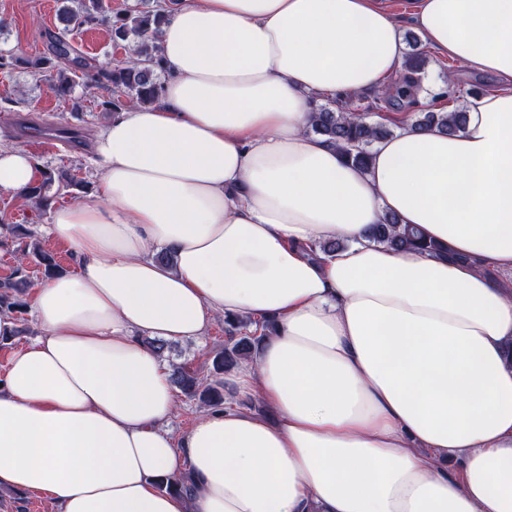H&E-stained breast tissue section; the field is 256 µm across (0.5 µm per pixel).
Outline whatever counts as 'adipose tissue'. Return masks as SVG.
Returning <instances> with one entry per match:
<instances>
[{
	"label": "adipose tissue",
	"instance_id": "ef3b65f1",
	"mask_svg": "<svg viewBox=\"0 0 512 512\" xmlns=\"http://www.w3.org/2000/svg\"><path fill=\"white\" fill-rule=\"evenodd\" d=\"M412 5L427 46L500 86L450 135L398 119L365 169L311 133V98L387 87L388 0L168 13L160 99L97 132V194L50 216L79 266L27 295L0 489L57 512H512V0ZM35 178L0 145V192ZM387 216L435 252L370 240ZM234 316L276 330L225 374L235 401L173 435L148 339ZM185 470L191 494L161 489Z\"/></svg>",
	"mask_w": 512,
	"mask_h": 512
}]
</instances>
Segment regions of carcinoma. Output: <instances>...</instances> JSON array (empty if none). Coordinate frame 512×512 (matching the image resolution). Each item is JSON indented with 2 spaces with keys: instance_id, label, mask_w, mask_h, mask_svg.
Returning <instances> with one entry per match:
<instances>
[{
  "instance_id": "1",
  "label": "carcinoma",
  "mask_w": 512,
  "mask_h": 512,
  "mask_svg": "<svg viewBox=\"0 0 512 512\" xmlns=\"http://www.w3.org/2000/svg\"><path fill=\"white\" fill-rule=\"evenodd\" d=\"M76 8L63 9L60 17L64 28L59 33L50 35V52L28 62L34 73L42 75L50 82L53 93L61 98L70 96L74 82L68 73L82 72L81 78L86 86L101 84L110 90V95L100 102V106L110 112H120L131 106L159 99L162 82L159 71L163 70L159 53L158 35L165 19L164 6L153 11L139 10L110 14L105 8L104 0H75ZM101 20L111 29L113 41L133 39L134 59L112 68H95L82 60L70 57L71 46L65 41V35L90 21ZM427 66V57L421 53H409L404 61L406 74L404 79L395 84L392 95L385 103L398 109L407 97L410 83H420ZM466 112L454 110L447 112H421L412 122L416 129L435 127L445 133L459 131L465 122ZM313 133L323 136L328 142L339 147L353 164L366 168L371 160L370 147L376 141L392 135V131L381 125L365 120L362 105L350 103L345 105H318L313 109L311 123ZM60 181L64 186L73 185L72 180L63 176L58 178L50 170L42 171V178L30 186L26 196L44 204L46 191ZM374 239L387 243L395 249L424 247L418 231L406 225L398 226L393 216L375 224L371 230ZM30 239L20 258L19 266L13 277L0 283V312L21 313L26 307L25 295L29 288L24 274V263L31 259L44 268V275L50 277L61 271L55 258L40 246L36 231L24 230ZM249 323L243 318L224 319V333L227 340L224 345L211 352L207 369H192L185 365L172 366L171 381L188 398L197 401L199 409H215L224 406L223 374L247 360L264 337L248 330Z\"/></svg>"
}]
</instances>
